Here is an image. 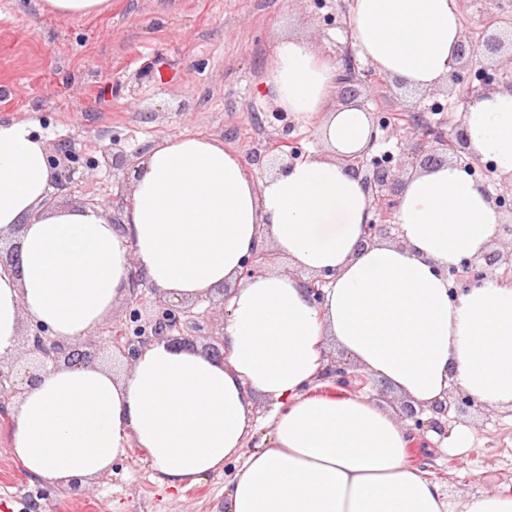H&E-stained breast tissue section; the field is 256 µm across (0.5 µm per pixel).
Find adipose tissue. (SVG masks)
<instances>
[{
    "mask_svg": "<svg viewBox=\"0 0 512 512\" xmlns=\"http://www.w3.org/2000/svg\"><path fill=\"white\" fill-rule=\"evenodd\" d=\"M462 37L456 0H353L355 55L409 86L445 83ZM336 73L308 40L281 39L258 95L294 119L319 117L322 150L259 179L223 141L166 138L139 163L120 227L90 207L41 211L46 142L32 122H0V235L22 228L20 273L0 275V354L14 353L27 322L67 342L94 333L128 298L136 270L175 301L229 293L223 359L160 340L119 376L48 367L12 404L11 454L31 480L89 486L138 448L159 486L179 492L237 463L224 512H512L500 493L450 504L412 462L392 411L313 390L333 344L415 405L456 386L512 410V282L490 276L454 296L445 276L489 249L498 213L446 162L406 178L399 243H365L373 214L341 158L368 147L372 123L361 108L332 105ZM461 121L470 155L512 175V89L483 96ZM261 243L294 274L241 278ZM324 272L333 279L310 302L302 276ZM260 398L272 406L264 435Z\"/></svg>",
    "mask_w": 512,
    "mask_h": 512,
    "instance_id": "adipose-tissue-1",
    "label": "adipose tissue"
}]
</instances>
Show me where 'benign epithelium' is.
Instances as JSON below:
<instances>
[{
  "instance_id": "1",
  "label": "benign epithelium",
  "mask_w": 512,
  "mask_h": 512,
  "mask_svg": "<svg viewBox=\"0 0 512 512\" xmlns=\"http://www.w3.org/2000/svg\"><path fill=\"white\" fill-rule=\"evenodd\" d=\"M341 71L336 79V99L341 104L356 102L369 85L383 87L384 77L377 76L372 68L358 69L359 63L350 48H345L341 55ZM480 65V81L483 91L477 94L482 97L498 87L512 89V17L498 12L488 13L484 30V40L475 44L469 36H464L458 44L449 81L459 83L460 72ZM443 110L442 104L435 101L428 107L421 103L412 104L398 113L375 112L372 117L373 130L383 135H373L372 143H385L393 136L398 137L395 149L385 150L379 154L367 149L360 153L342 158L346 168L360 178L367 195L369 208L374 219L365 225V242L373 243L385 238L397 229L395 212L398 205L397 173L403 167L419 163L425 168L442 162L445 156L456 158V163L463 166L470 174L476 173L480 165L477 160L468 157L467 138L459 124L454 122L451 129L443 127V123L431 119L430 113ZM284 112H266L260 119L261 123L271 126L275 122L282 123L278 137L263 152L251 153V161L261 163L268 157L278 171H284L297 161L303 159V151L296 138L291 136V126L286 123ZM71 155L67 151L50 159L53 170L52 184L61 185L71 178ZM487 198L499 213L512 216V179L508 188L494 192L487 191ZM484 264L477 265L473 260H466L462 269L449 271L448 278L454 281L450 294H458L457 288H469L487 277L488 270L497 272V277L512 281V254L507 259L496 251L481 255ZM273 254L264 244L253 250L242 263L240 278L248 279L259 273L272 262ZM20 263V247L12 243L6 256L0 255V270L5 273L18 272ZM331 281L328 274H321L305 282V291L309 300L320 302L322 288ZM146 286L145 279L136 273L131 279L130 294L127 299L128 310L124 318L106 324L92 334L93 346L102 345L112 352L123 356L128 363H133L147 345L160 340L173 344L196 346L199 332L204 330L206 317L195 313L184 303L171 302L158 297L155 307L149 314H143L138 307L139 290ZM26 353L34 356L33 370L22 373L13 366L0 363V404H12L13 398L20 396L26 388L35 384L47 365H84L92 363V352L79 349L74 343L59 340L50 335L49 330L40 324L29 327L25 335ZM324 376L332 379L338 388L347 389L353 379H358L361 386L369 384L368 376L354 375L340 365H327ZM423 409L409 402L402 407V419L410 421L406 431L410 439V447L417 448L420 453L430 447L424 439L429 431H442V423L435 418H421Z\"/></svg>"
}]
</instances>
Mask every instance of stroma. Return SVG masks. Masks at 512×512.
<instances>
[{"instance_id":"35a3bbf8","label":"stroma","mask_w":512,"mask_h":512,"mask_svg":"<svg viewBox=\"0 0 512 512\" xmlns=\"http://www.w3.org/2000/svg\"><path fill=\"white\" fill-rule=\"evenodd\" d=\"M349 0H112L107 12L61 20L41 0H0V121L33 120L50 154L66 148L74 174L53 188L58 205L105 202L116 215L140 154L194 131L249 157L273 127L256 88L275 43L309 40L335 57L348 36ZM127 160L113 165V154ZM467 427L466 452L432 450L430 476L451 499L512 495V412L483 404L449 412L444 432ZM13 423L0 416V512H220L224 478L171 493L130 449L85 495L30 481L11 455Z\"/></svg>"}]
</instances>
